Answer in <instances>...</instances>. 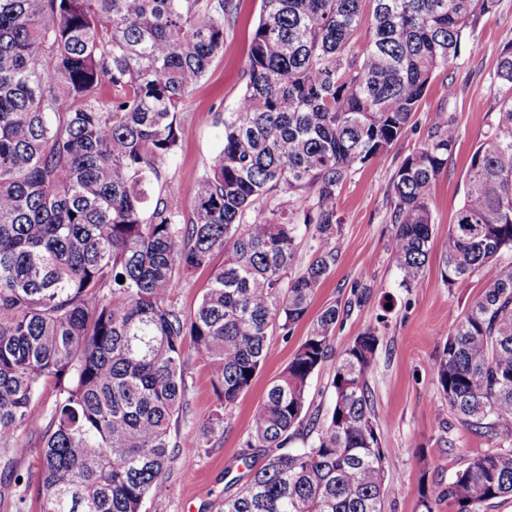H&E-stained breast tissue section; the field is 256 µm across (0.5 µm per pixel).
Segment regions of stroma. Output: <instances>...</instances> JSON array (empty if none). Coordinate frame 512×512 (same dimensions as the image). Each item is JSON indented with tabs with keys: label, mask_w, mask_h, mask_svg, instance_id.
I'll return each instance as SVG.
<instances>
[{
	"label": "stroma",
	"mask_w": 512,
	"mask_h": 512,
	"mask_svg": "<svg viewBox=\"0 0 512 512\" xmlns=\"http://www.w3.org/2000/svg\"><path fill=\"white\" fill-rule=\"evenodd\" d=\"M260 6L261 0H241L239 19L224 38L223 54L193 88L180 114L179 147L164 164L163 193L183 213H190L199 179L222 142V125L204 122L201 116L232 108L241 96L248 42ZM474 41L472 49L433 77L413 117L412 131L394 144L385 159L354 171L344 184L336 201L341 239L333 271L314 294L306 322L291 336L278 332L270 336L267 360L221 428L209 427L218 406L211 372L192 351H185L189 409L178 431L195 435L202 445L189 453L177 451L164 476V493L147 498L142 512H216L224 497L237 492L238 481L247 474L244 460L254 454L246 446L252 416L269 382L303 342L309 320L327 306L347 303L352 284L359 280L370 283V296L337 323L332 347L341 352L369 326L379 333L369 385L380 444L389 462L385 510L419 512L425 493L434 512H455L446 496L451 476L466 459L493 443L472 434L452 414L435 417L434 409L442 403L435 360L449 329L493 280L496 267L486 265L469 282L446 288L440 278L441 244L463 201L470 156L488 132L502 97L497 62L503 47L512 42V0H500L497 11L482 19ZM441 110L455 119L457 146L447 170L429 189L433 243L420 280L406 290L399 286L400 272L387 248L394 232L390 185L402 160L425 138ZM56 399L53 383H43L34 409L36 420L18 439L28 452L17 458L13 475L0 477V512H39L37 450L44 416Z\"/></svg>",
	"instance_id": "35a3bbf8"
}]
</instances>
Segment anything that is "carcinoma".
I'll return each mask as SVG.
<instances>
[{
  "label": "carcinoma",
  "instance_id": "cac0c4a2",
  "mask_svg": "<svg viewBox=\"0 0 512 512\" xmlns=\"http://www.w3.org/2000/svg\"><path fill=\"white\" fill-rule=\"evenodd\" d=\"M365 1L369 38L355 54ZM261 3L244 91L215 116L224 144L186 216L156 186L240 0H0V471L13 472L38 388L54 380L39 512H142L164 492L173 449L186 446L173 436L188 406L185 347L212 373L221 411L210 427H221L268 358L270 333L294 331L335 267L344 183L411 129L434 75L499 0ZM497 78L505 96L470 157L441 282L456 288L490 262L497 271L436 362L448 412L491 440L512 437V258L501 259L512 252V42ZM456 144L454 120L439 116L393 176L388 249L403 288L428 260V189ZM258 203L264 213L247 220ZM303 230L311 255L292 273ZM204 267L186 316L171 297ZM343 315L323 309L268 386L246 441L266 462L248 466L218 512H385L368 382L375 329L338 355L333 407L322 417L307 407ZM446 495L457 512L512 499V448L468 458Z\"/></svg>",
  "mask_w": 512,
  "mask_h": 512
}]
</instances>
